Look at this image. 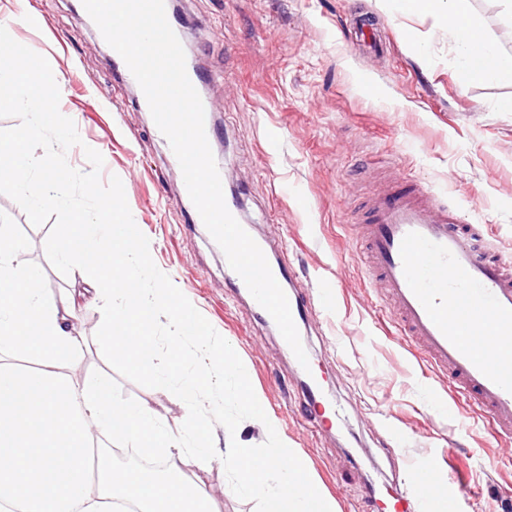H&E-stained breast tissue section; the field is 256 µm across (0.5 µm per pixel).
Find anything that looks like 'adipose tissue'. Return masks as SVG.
<instances>
[{
    "label": "adipose tissue",
    "instance_id": "adipose-tissue-1",
    "mask_svg": "<svg viewBox=\"0 0 512 512\" xmlns=\"http://www.w3.org/2000/svg\"><path fill=\"white\" fill-rule=\"evenodd\" d=\"M474 0H389L394 13L429 14L457 38L459 65L472 80L493 74L512 76V55L501 52L474 19ZM125 202L115 194L100 199L93 211L72 215L57 230L55 255L85 272L83 297L94 304L111 299V267L100 264L104 242L122 252L124 283L152 279L154 271L137 245L124 236ZM82 225L80 252L69 249L75 225ZM22 244L8 225H0V503L12 512H210L212 494L198 476L181 467L186 454L200 466L213 457L199 441L201 421L193 407L213 381L230 379L238 402L269 435L277 428L246 384L247 374L230 347L212 344L194 314L166 294L175 334L168 361L153 365L159 386L172 369L180 371L179 391L192 410L181 426L171 427L146 405L116 400L107 377L79 384L66 371L70 356L82 347L69 328L74 301L48 297L38 286L39 273L19 259ZM152 325L148 305L111 308L97 345L118 360H133ZM197 339L198 359L185 361L182 340ZM134 440L147 450L166 452V477L118 472L111 455L96 449L97 432ZM222 463L239 487L264 505L263 512H336L333 500L320 496L300 449L283 440L257 450L235 446Z\"/></svg>",
    "mask_w": 512,
    "mask_h": 512
}]
</instances>
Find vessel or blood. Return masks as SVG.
I'll return each mask as SVG.
<instances>
[{
    "mask_svg": "<svg viewBox=\"0 0 512 512\" xmlns=\"http://www.w3.org/2000/svg\"><path fill=\"white\" fill-rule=\"evenodd\" d=\"M367 268L402 335L448 373L494 435L512 438V262L484 243L481 226L423 187L396 182L372 197L358 229ZM394 512H453L458 477L439 457L398 463Z\"/></svg>",
    "mask_w": 512,
    "mask_h": 512,
    "instance_id": "b4317fda",
    "label": "vessel or blood"
}]
</instances>
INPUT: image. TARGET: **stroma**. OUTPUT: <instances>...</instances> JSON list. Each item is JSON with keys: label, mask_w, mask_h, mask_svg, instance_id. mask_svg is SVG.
Masks as SVG:
<instances>
[{"label": "stroma", "mask_w": 512, "mask_h": 512, "mask_svg": "<svg viewBox=\"0 0 512 512\" xmlns=\"http://www.w3.org/2000/svg\"><path fill=\"white\" fill-rule=\"evenodd\" d=\"M79 0H0V20L17 42L44 56L62 78L60 105L79 120L80 144L68 164L90 171L84 150L100 152L102 183L119 177L156 266L233 347L248 383L280 434L301 449L320 492L337 512H365L369 493H395L393 452L445 457L466 486L456 512H512V446H488L481 420L467 418L450 379L410 351L380 305L364 249L351 225L369 194L394 171L458 208L468 223L488 228L486 240L512 257V77L467 81L455 40L431 15H394L387 0H183L186 45L212 79L210 144L228 171L227 189L243 201L253 234L275 241L272 256L297 273L296 286L315 306L302 344L325 389L342 408L334 430L308 421L299 374L281 336L257 322L244 293L224 277V253L205 226L190 221L167 148L150 112L121 78L98 29ZM40 18L11 23L18 5ZM479 24L512 54V14L500 0H474ZM381 25L383 53L356 51L345 34L353 14ZM22 238V261L36 267L47 296H80L78 272L49 262V226H33L0 193V225ZM103 305L78 304L70 325L82 347L69 371L75 381L109 375L121 401L156 408L170 423L186 407L178 377L160 389L148 372L166 360L170 317L160 310L137 363L110 361L94 344L107 326ZM224 420L205 423L214 455L233 443L272 442L247 411L224 395ZM211 488L212 512H256L232 474L217 462L183 465Z\"/></svg>", "instance_id": "obj_1"}]
</instances>
